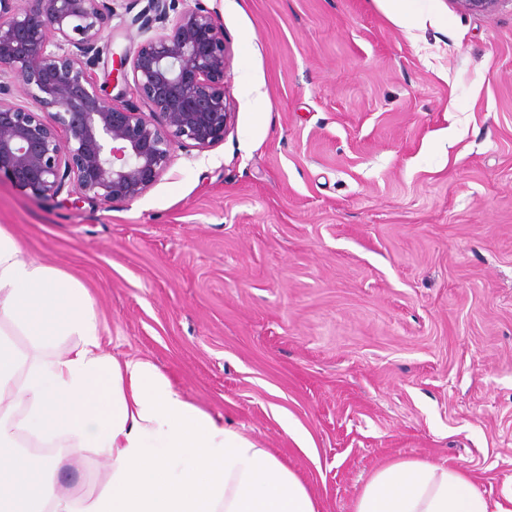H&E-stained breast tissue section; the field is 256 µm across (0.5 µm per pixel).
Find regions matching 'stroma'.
<instances>
[{
  "mask_svg": "<svg viewBox=\"0 0 512 512\" xmlns=\"http://www.w3.org/2000/svg\"><path fill=\"white\" fill-rule=\"evenodd\" d=\"M224 24L227 132L113 207L0 180V226L81 283L101 349L353 512L397 459L512 494V5L200 0ZM115 0L95 69L141 37ZM284 410L315 450L275 418ZM297 431V432H298ZM106 479L86 451L56 480Z\"/></svg>",
  "mask_w": 512,
  "mask_h": 512,
  "instance_id": "1",
  "label": "stroma"
}]
</instances>
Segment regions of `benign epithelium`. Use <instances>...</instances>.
I'll list each match as a JSON object with an SVG mask.
<instances>
[{"mask_svg":"<svg viewBox=\"0 0 512 512\" xmlns=\"http://www.w3.org/2000/svg\"><path fill=\"white\" fill-rule=\"evenodd\" d=\"M512 0H456L489 12ZM108 0H0V177L36 199L78 190L116 206L144 195L175 148L224 142L228 65L217 13L187 0H146L130 25L146 35L116 56L109 82L150 114L114 104L97 84ZM28 100L19 103L18 97Z\"/></svg>","mask_w":512,"mask_h":512,"instance_id":"benign-epithelium-1","label":"benign epithelium"}]
</instances>
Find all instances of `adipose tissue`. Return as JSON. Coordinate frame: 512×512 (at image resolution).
Wrapping results in <instances>:
<instances>
[{
	"mask_svg": "<svg viewBox=\"0 0 512 512\" xmlns=\"http://www.w3.org/2000/svg\"><path fill=\"white\" fill-rule=\"evenodd\" d=\"M66 438L42 459L27 440ZM90 448L109 466L84 497L56 474ZM0 512H320L296 472L178 392L147 360L103 353L85 289L25 258L0 227ZM353 512H512L467 471L405 459L376 470Z\"/></svg>",
	"mask_w": 512,
	"mask_h": 512,
	"instance_id": "adipose-tissue-1",
	"label": "adipose tissue"
}]
</instances>
